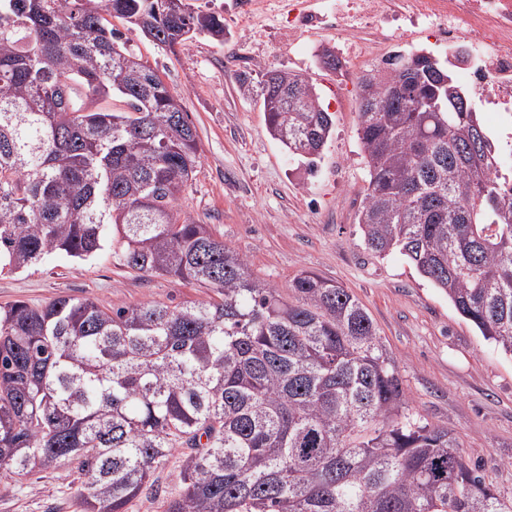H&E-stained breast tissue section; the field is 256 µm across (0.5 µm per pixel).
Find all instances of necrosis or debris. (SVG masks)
<instances>
[{
  "instance_id": "necrosis-or-debris-1",
  "label": "necrosis or debris",
  "mask_w": 512,
  "mask_h": 512,
  "mask_svg": "<svg viewBox=\"0 0 512 512\" xmlns=\"http://www.w3.org/2000/svg\"><path fill=\"white\" fill-rule=\"evenodd\" d=\"M293 30L318 25L346 39L348 57L368 56L370 39L423 28L448 43L457 82L507 131L500 166L512 170V0H334L321 12L289 5Z\"/></svg>"
}]
</instances>
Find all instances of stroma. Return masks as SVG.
I'll use <instances>...</instances> for the list:
<instances>
[{"mask_svg": "<svg viewBox=\"0 0 512 512\" xmlns=\"http://www.w3.org/2000/svg\"><path fill=\"white\" fill-rule=\"evenodd\" d=\"M188 2L221 15L228 38L200 35L171 50L112 22L128 49L181 95L197 131L201 162L179 201L181 218L209 225L280 292L305 269L352 292L395 361L413 411L448 427L467 462L497 494L512 498V357L485 341L404 256L375 257L356 221L366 186L357 82L374 59L335 70L315 65L312 46L336 45V33H289L288 0H271L255 15L246 0ZM263 68L305 72L333 114L334 132L316 169L288 156L268 134L259 98L242 93L239 75ZM212 295L194 283L128 269L108 249L86 260L55 253L37 267L0 273V306L58 296L88 297L108 309L185 306ZM181 458L173 453L156 489L144 490L126 512H165ZM81 488L68 463L18 481L0 474V512H83Z\"/></svg>", "mask_w": 512, "mask_h": 512, "instance_id": "stroma-1", "label": "stroma"}]
</instances>
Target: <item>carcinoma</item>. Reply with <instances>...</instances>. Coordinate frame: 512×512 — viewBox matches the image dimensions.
<instances>
[{
	"instance_id": "cac0c4a2",
	"label": "carcinoma",
	"mask_w": 512,
	"mask_h": 512,
	"mask_svg": "<svg viewBox=\"0 0 512 512\" xmlns=\"http://www.w3.org/2000/svg\"><path fill=\"white\" fill-rule=\"evenodd\" d=\"M111 17L171 50L224 39V18L187 0H0V273L109 245L127 268L215 297L0 306V470L67 460L84 512H126L180 449L166 512H512L448 428L411 411L348 289L302 270L289 301L208 225L180 220L195 127ZM432 59L399 52L359 77L358 225L368 250L407 257L512 357V188L470 96ZM403 69L414 92L364 96L366 77L394 84ZM238 81L261 97L271 138L314 170L334 120L311 80ZM105 97L123 108H89Z\"/></svg>"
}]
</instances>
